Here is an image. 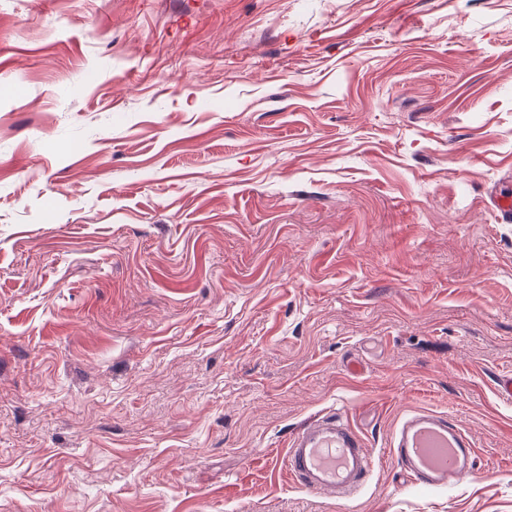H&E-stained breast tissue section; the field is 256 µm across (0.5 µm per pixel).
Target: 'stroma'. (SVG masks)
<instances>
[{
  "mask_svg": "<svg viewBox=\"0 0 512 512\" xmlns=\"http://www.w3.org/2000/svg\"><path fill=\"white\" fill-rule=\"evenodd\" d=\"M509 191L512 0H0V512H512ZM391 453L400 472L426 489L454 487L477 470L471 438L452 419L428 410L402 420ZM285 464L300 490L353 499L369 482L375 458L348 420L332 414L306 422L293 434Z\"/></svg>",
  "mask_w": 512,
  "mask_h": 512,
  "instance_id": "35a3bbf8",
  "label": "stroma"
}]
</instances>
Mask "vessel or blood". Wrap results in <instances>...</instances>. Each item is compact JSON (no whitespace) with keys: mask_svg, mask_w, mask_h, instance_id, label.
Here are the masks:
<instances>
[{"mask_svg":"<svg viewBox=\"0 0 512 512\" xmlns=\"http://www.w3.org/2000/svg\"><path fill=\"white\" fill-rule=\"evenodd\" d=\"M391 453L400 472L426 489L454 487L477 470L471 438L453 420L428 410L402 420ZM285 464L300 490L352 499L369 482L375 458L347 419L332 414L306 422L293 434Z\"/></svg>","mask_w":512,"mask_h":512,"instance_id":"b4317fda","label":"vessel or blood"}]
</instances>
